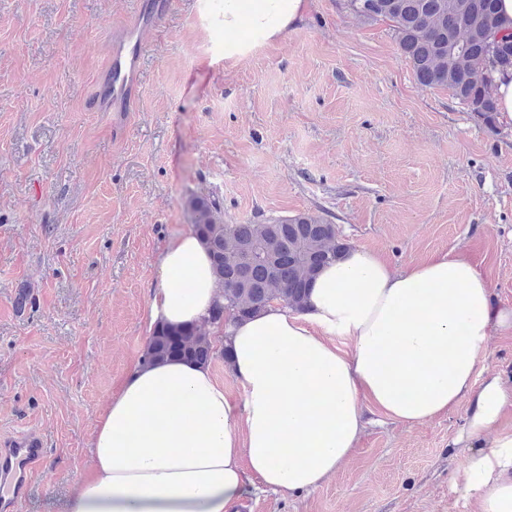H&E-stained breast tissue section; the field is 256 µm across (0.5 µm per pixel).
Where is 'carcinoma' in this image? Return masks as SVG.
Listing matches in <instances>:
<instances>
[{
    "instance_id": "obj_1",
    "label": "carcinoma",
    "mask_w": 512,
    "mask_h": 512,
    "mask_svg": "<svg viewBox=\"0 0 512 512\" xmlns=\"http://www.w3.org/2000/svg\"><path fill=\"white\" fill-rule=\"evenodd\" d=\"M498 0H345L367 20L389 22L402 57L417 81L445 87L484 123H495L490 71L512 67V31L506 32ZM192 232L212 258L224 302L204 324L246 319L273 302L301 310L319 271L342 258L347 240L324 216L301 213L268 224H226L210 193L187 199ZM215 348L203 324L155 329L144 357L211 363Z\"/></svg>"
}]
</instances>
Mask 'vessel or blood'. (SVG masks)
Here are the masks:
<instances>
[{"label":"vessel or blood","mask_w":512,"mask_h":512,"mask_svg":"<svg viewBox=\"0 0 512 512\" xmlns=\"http://www.w3.org/2000/svg\"><path fill=\"white\" fill-rule=\"evenodd\" d=\"M173 9V0H132L129 25L112 40L85 106L89 112H108L113 129L124 128L142 89L146 55L144 34ZM45 457L37 433L0 441V512H19L30 477Z\"/></svg>","instance_id":"vessel-or-blood-1"}]
</instances>
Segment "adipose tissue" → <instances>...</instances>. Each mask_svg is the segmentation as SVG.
<instances>
[{
    "label": "adipose tissue",
    "mask_w": 512,
    "mask_h": 512,
    "mask_svg": "<svg viewBox=\"0 0 512 512\" xmlns=\"http://www.w3.org/2000/svg\"><path fill=\"white\" fill-rule=\"evenodd\" d=\"M307 0H224L212 18L224 56L250 53L304 15ZM247 28L250 39L235 38ZM150 325L201 322L220 290L208 251L190 233L159 261ZM512 333V309L463 255L448 251L406 271L353 250L323 268L302 312L272 304L226 331L233 403L209 367L139 362L106 406L90 442V472L67 512H233L261 485L295 495L336 475L376 410L422 424L469 403L468 449L453 486L472 512H512V431L501 420L512 387L476 383L490 336Z\"/></svg>",
    "instance_id": "adipose-tissue-1"
}]
</instances>
